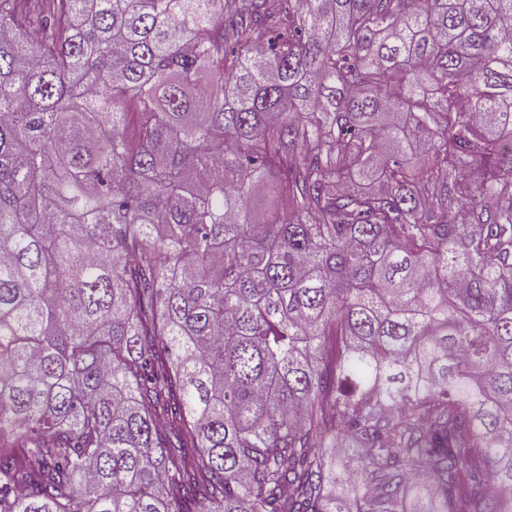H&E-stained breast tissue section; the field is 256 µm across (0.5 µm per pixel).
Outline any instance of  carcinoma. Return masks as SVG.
I'll list each match as a JSON object with an SVG mask.
<instances>
[{
  "instance_id": "carcinoma-1",
  "label": "carcinoma",
  "mask_w": 512,
  "mask_h": 512,
  "mask_svg": "<svg viewBox=\"0 0 512 512\" xmlns=\"http://www.w3.org/2000/svg\"><path fill=\"white\" fill-rule=\"evenodd\" d=\"M0 512H512V0H0Z\"/></svg>"
}]
</instances>
